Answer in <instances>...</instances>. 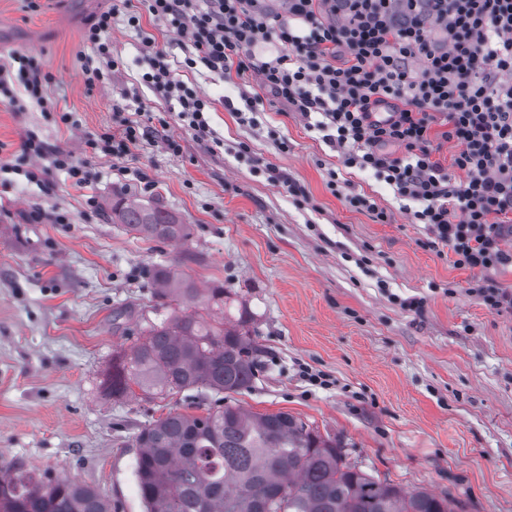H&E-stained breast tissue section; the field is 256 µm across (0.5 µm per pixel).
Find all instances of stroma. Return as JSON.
Instances as JSON below:
<instances>
[{"label":"stroma","mask_w":512,"mask_h":512,"mask_svg":"<svg viewBox=\"0 0 512 512\" xmlns=\"http://www.w3.org/2000/svg\"><path fill=\"white\" fill-rule=\"evenodd\" d=\"M40 3L31 12L24 0H0V64L15 52L36 57L52 77L57 111L77 124L0 103V161L18 168L0 185V466L66 475L98 490L114 512H144L133 439L191 407L180 395L115 401L101 382L113 350L131 344L151 313L150 269L175 263L197 288L223 284L253 317L259 363L251 387L234 397L242 410L301 418L340 439L364 471L447 497L458 512H512V313L490 311L473 292L485 279L512 290V270L455 266L373 172L344 167L279 103L265 102L256 126L240 124L223 104L240 86L203 68L181 78L213 101L219 147L198 144L174 121L179 154L159 142L121 158L92 153L86 140L114 124L115 104L170 110L141 81L138 30L176 57L181 37L131 0L141 27L115 16L112 52L123 64L92 84L80 62L93 52L84 29L113 0ZM31 133L87 161L90 188H74L55 169L27 181L32 162L21 145ZM266 164L304 187L308 203L258 173ZM333 171L390 221L333 195ZM123 195L161 203L189 238L126 232L112 220ZM58 214L68 223H55ZM407 298L421 310L401 307ZM311 371L326 385L312 384Z\"/></svg>","instance_id":"obj_1"}]
</instances>
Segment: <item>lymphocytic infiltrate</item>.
Segmentation results:
<instances>
[{
  "instance_id": "f902f5d3",
  "label": "lymphocytic infiltrate",
  "mask_w": 512,
  "mask_h": 512,
  "mask_svg": "<svg viewBox=\"0 0 512 512\" xmlns=\"http://www.w3.org/2000/svg\"><path fill=\"white\" fill-rule=\"evenodd\" d=\"M149 14L184 38L172 60L140 30L147 59L142 81L177 106V118L204 146L216 144L210 99L179 71L205 67L225 79L256 77L239 122L270 99L299 114L336 148L348 168L373 171L411 204L413 223L427 225L455 264L489 271L512 266V0H443L440 16L398 28L386 12L394 0H146ZM113 11L91 19L82 57L90 81H104L120 62L109 33ZM0 96L16 111L48 106L50 77L33 57L0 65ZM115 129L92 135V152L123 157L142 142L174 154L178 140L152 112L117 116ZM441 126L457 152L452 167L434 157L432 128ZM25 156L66 171L75 187L90 181L86 162L47 147L35 135Z\"/></svg>"
}]
</instances>
